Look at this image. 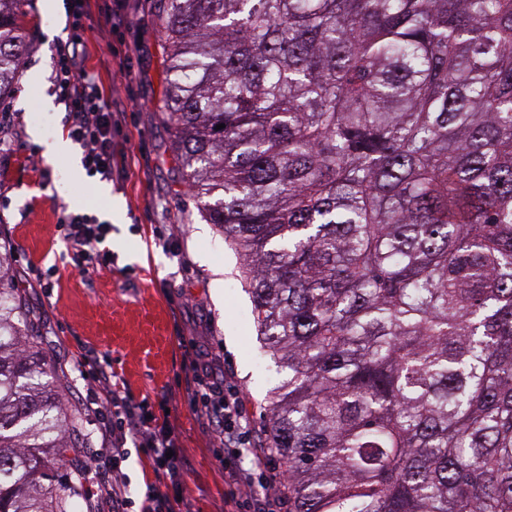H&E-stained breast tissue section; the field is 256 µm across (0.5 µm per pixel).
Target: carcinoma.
Segmentation results:
<instances>
[{"instance_id":"carcinoma-1","label":"carcinoma","mask_w":512,"mask_h":512,"mask_svg":"<svg viewBox=\"0 0 512 512\" xmlns=\"http://www.w3.org/2000/svg\"><path fill=\"white\" fill-rule=\"evenodd\" d=\"M160 2L187 190L284 372L288 512H512V0ZM10 260L0 512H71L82 421Z\"/></svg>"}]
</instances>
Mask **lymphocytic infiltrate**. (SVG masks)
Wrapping results in <instances>:
<instances>
[{
  "instance_id": "1",
  "label": "lymphocytic infiltrate",
  "mask_w": 512,
  "mask_h": 512,
  "mask_svg": "<svg viewBox=\"0 0 512 512\" xmlns=\"http://www.w3.org/2000/svg\"><path fill=\"white\" fill-rule=\"evenodd\" d=\"M89 5V0H65L67 36L53 48L50 80L67 114L68 133L83 151L85 169L98 182L108 184L114 164L112 133L119 130L123 115L113 111L97 75L86 66L93 32ZM57 230L80 271L111 268L112 251L105 245L111 224L65 205ZM70 372L92 376L99 384L85 407L97 420L96 430L102 447L110 453V465L99 468L96 456H89L86 472L93 478L95 493L110 500L112 512H176L180 498L186 495L188 455L174 424L166 418L148 417L146 401L129 398L113 384L109 357L80 356L71 362ZM183 399L213 435L215 458L232 487L226 500L229 512H283L285 501L276 495L269 477L273 455L251 447L249 420L239 390L220 386L208 374L197 371L187 382ZM130 442L143 448L152 468L167 477L164 487L147 486L138 506L122 482L125 446Z\"/></svg>"
}]
</instances>
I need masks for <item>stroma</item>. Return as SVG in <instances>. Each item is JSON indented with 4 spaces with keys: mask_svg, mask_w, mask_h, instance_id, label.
Instances as JSON below:
<instances>
[{
    "mask_svg": "<svg viewBox=\"0 0 512 512\" xmlns=\"http://www.w3.org/2000/svg\"><path fill=\"white\" fill-rule=\"evenodd\" d=\"M128 27L113 36V48L129 42L131 77L118 65L102 67L105 23L94 12L88 65L113 98L135 107L114 136L111 184H102L74 165L82 152L47 159V143L65 132V114L48 80L50 46L65 23L63 0H23L17 23L27 49L11 93L16 111H27L39 89L45 124L24 122L17 151L0 162V244L12 251L10 273L27 309L39 322L44 352L56 367L89 350L109 356L118 384L137 400L169 408V419L188 450L187 498L191 512H226L224 470L211 437L181 401L190 376L184 343L194 344L201 364L216 380L240 388L259 442L261 408L279 382L277 367L264 356L251 316V298L239 260L214 225L199 216L181 179L171 129L159 109L163 97L165 44L158 0H124ZM97 214L112 224L106 244L111 269L78 274L56 232L60 205ZM172 225L175 238L160 245L156 232ZM47 275L34 284L31 269ZM221 288H214L215 278Z\"/></svg>",
    "mask_w": 512,
    "mask_h": 512,
    "instance_id": "stroma-1",
    "label": "stroma"
}]
</instances>
